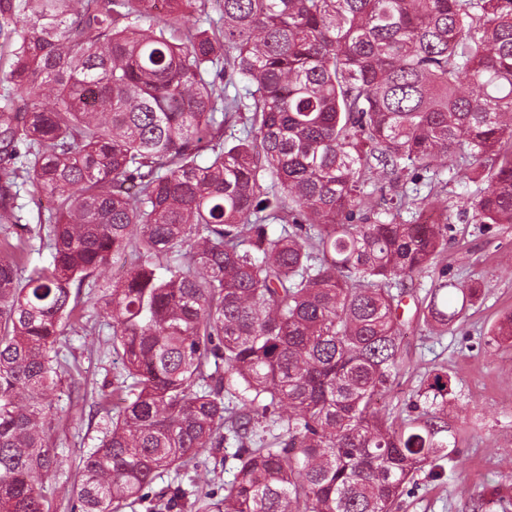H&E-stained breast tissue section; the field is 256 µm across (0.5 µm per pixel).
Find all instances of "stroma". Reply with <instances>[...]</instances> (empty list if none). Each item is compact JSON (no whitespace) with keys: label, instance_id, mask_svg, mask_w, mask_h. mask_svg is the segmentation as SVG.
I'll return each instance as SVG.
<instances>
[{"label":"stroma","instance_id":"stroma-1","mask_svg":"<svg viewBox=\"0 0 512 512\" xmlns=\"http://www.w3.org/2000/svg\"><path fill=\"white\" fill-rule=\"evenodd\" d=\"M468 160L456 158L439 175L434 190L415 189L402 180L400 190L412 193L401 221L412 222L417 209L446 213L453 229L440 263L462 284L479 283L482 296L447 331L429 332L419 304L431 286L430 275L413 280L415 301L404 308L412 329L403 350L394 390L382 401V413L405 419L409 403L425 373L447 368L452 377L448 424L459 451L445 463L441 476L419 472L397 512H473L478 498L492 502V512H512V341L495 336L499 319L512 314V224L483 225L460 217L461 196L474 192ZM112 280L103 273L99 288L82 292L72 315L61 354L72 370L53 396L54 422L49 446L62 462L49 481L51 512H70L78 463L96 448L110 424L112 400L103 398L106 382L121 370L109 339L112 331L100 316L102 287ZM233 445H225L207 466L190 467L158 479L156 488L181 486L186 492L223 487L232 481Z\"/></svg>","mask_w":512,"mask_h":512}]
</instances>
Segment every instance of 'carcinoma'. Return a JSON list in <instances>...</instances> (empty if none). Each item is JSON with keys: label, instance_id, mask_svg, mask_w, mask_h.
<instances>
[{"label": "carcinoma", "instance_id": "cac0c4a2", "mask_svg": "<svg viewBox=\"0 0 512 512\" xmlns=\"http://www.w3.org/2000/svg\"><path fill=\"white\" fill-rule=\"evenodd\" d=\"M217 4L205 29L198 0H0V512H49L55 345L128 252L103 307L125 405L73 512L179 510L187 492L157 478L230 438L235 477L204 512H395L457 453L447 372L413 421L376 407L406 280L433 274L431 325L480 295L436 264L450 224L397 221L407 195L387 189L463 156L488 185L461 211L512 224V0ZM240 83L252 103L227 94ZM18 183L54 202L53 262L26 277Z\"/></svg>", "mask_w": 512, "mask_h": 512}]
</instances>
